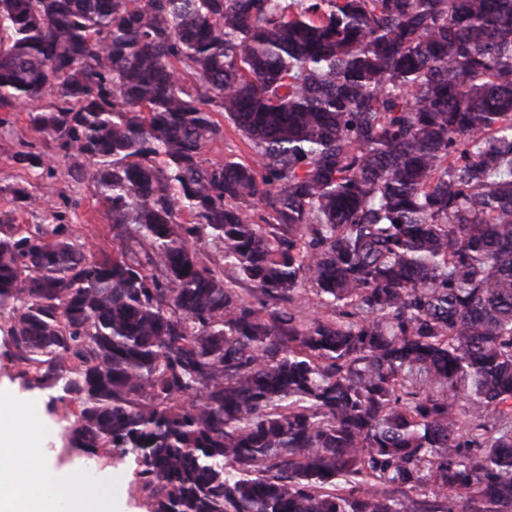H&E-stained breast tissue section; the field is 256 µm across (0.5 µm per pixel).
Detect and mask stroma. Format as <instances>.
I'll list each match as a JSON object with an SVG mask.
<instances>
[{
	"instance_id": "35a3bbf8",
	"label": "stroma",
	"mask_w": 512,
	"mask_h": 512,
	"mask_svg": "<svg viewBox=\"0 0 512 512\" xmlns=\"http://www.w3.org/2000/svg\"><path fill=\"white\" fill-rule=\"evenodd\" d=\"M31 105H21L9 116L7 125L0 127V214L8 213L16 223L28 227L48 224L54 212H61L76 236L85 241L96 252H111L112 232L98 202L97 189L91 177L74 178L69 170L75 167L72 159L58 160L52 172L32 173L23 169L15 160L17 152L34 148L49 150L50 145L43 136L35 133L28 121ZM27 190L41 197L39 207L25 205L17 196L18 190ZM60 388L41 390L42 405L56 403V411L46 417L56 434L59 448L58 459L63 464L78 463L79 458L71 450L63 436L65 418L73 411L72 404L61 402ZM98 472L112 478V495L122 503L124 512H149V501L142 492L133 457H119L112 449H99L91 460Z\"/></svg>"
}]
</instances>
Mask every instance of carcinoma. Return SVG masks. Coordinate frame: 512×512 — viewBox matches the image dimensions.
I'll list each match as a JSON object with an SVG mask.
<instances>
[{
  "mask_svg": "<svg viewBox=\"0 0 512 512\" xmlns=\"http://www.w3.org/2000/svg\"><path fill=\"white\" fill-rule=\"evenodd\" d=\"M47 95L115 247L0 218V335L72 448L150 512H512V0H0ZM215 119L224 124V141L207 144L203 151V159L216 162L231 157L243 163H252L253 154L247 141L223 116L217 114Z\"/></svg>",
  "mask_w": 512,
  "mask_h": 512,
  "instance_id": "carcinoma-1",
  "label": "carcinoma"
}]
</instances>
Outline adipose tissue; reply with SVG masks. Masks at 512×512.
Returning a JSON list of instances; mask_svg holds the SVG:
<instances>
[{
	"mask_svg": "<svg viewBox=\"0 0 512 512\" xmlns=\"http://www.w3.org/2000/svg\"><path fill=\"white\" fill-rule=\"evenodd\" d=\"M34 401L0 382V512H114L111 480L60 469Z\"/></svg>",
	"mask_w": 512,
	"mask_h": 512,
	"instance_id": "obj_1",
	"label": "adipose tissue"
}]
</instances>
